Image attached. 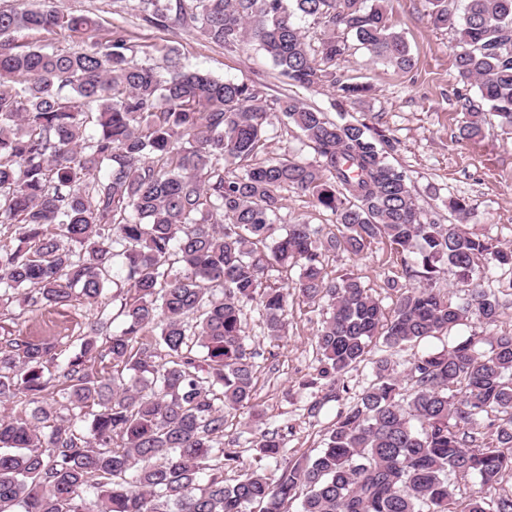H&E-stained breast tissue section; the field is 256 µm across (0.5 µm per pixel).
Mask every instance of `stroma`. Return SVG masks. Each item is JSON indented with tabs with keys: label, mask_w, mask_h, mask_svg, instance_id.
<instances>
[{
	"label": "stroma",
	"mask_w": 512,
	"mask_h": 512,
	"mask_svg": "<svg viewBox=\"0 0 512 512\" xmlns=\"http://www.w3.org/2000/svg\"><path fill=\"white\" fill-rule=\"evenodd\" d=\"M64 8L88 14L97 22L94 38L105 42L112 24L124 25L131 33L139 59L162 67L167 51H175L183 61L224 80L259 79L268 99L289 94L305 105L327 112L339 122L355 119L386 131L396 146L392 164L403 168L421 207L447 223L448 196L464 197L476 206L465 226L471 232L512 246V137L502 133L494 117H487L482 138L459 139L464 113L458 95L478 99L476 85L459 81L453 60V35L434 29L426 15L425 0H390L389 17L394 28L408 41L413 55L410 69L399 70L373 60L358 44H351L344 61L336 66L342 81L372 86L369 97L338 110L333 106L335 91L327 85L304 88L288 84L269 57L257 46L243 44L228 50L208 42L193 26L164 30L147 26L127 14L124 0H62ZM412 254L396 253L387 240L371 245L363 256L339 251L326 253L324 266L329 277L344 273L359 276L385 309H393L396 293L387 286L391 277H403ZM493 324L464 321L450 336L407 345L394 352L399 366L422 352L450 347L454 339L480 336L486 339L512 335V295ZM119 301L104 292L98 302L77 300L70 305L28 307L19 303L0 308V341L17 333L43 338L71 350L94 322L100 310L117 312ZM323 311L293 298L288 308V332L280 339L266 336L255 306L243 314L245 343L255 362L254 392L247 407L226 418L224 445L237 449L235 467L225 469L224 480L231 483L239 475L260 469L276 476L275 460L260 458L249 441L264 430L283 435L290 460L313 455L324 446L327 432L337 415L353 405L371 378L372 363L381 351L371 347L365 361L342 376L335 400L322 402L320 389L308 387L319 365L315 334Z\"/></svg>",
	"instance_id": "stroma-1"
}]
</instances>
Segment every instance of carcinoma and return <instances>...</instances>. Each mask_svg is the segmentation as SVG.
<instances>
[{
  "instance_id": "carcinoma-1",
  "label": "carcinoma",
  "mask_w": 512,
  "mask_h": 512,
  "mask_svg": "<svg viewBox=\"0 0 512 512\" xmlns=\"http://www.w3.org/2000/svg\"><path fill=\"white\" fill-rule=\"evenodd\" d=\"M385 0H128L162 28L190 24L211 43H254L294 85L329 82L342 102L372 87L336 82L343 29L372 57L400 70L411 49ZM430 23L455 40L454 65L475 82L500 129L512 134V0H429ZM328 34L314 49L296 16ZM96 21L56 0L0 6V224L16 245L0 249V306L96 302L122 267L116 315L99 319L63 363L55 343L16 335L0 345V512H512V335L477 348L474 336L415 357L402 393L392 361L373 362L357 402L332 424L324 448L287 462L275 482L258 470L224 483L239 460L224 447L225 412L249 404L253 356L242 315L256 304L269 336L286 331L288 301L325 300L315 336L317 376L336 384L368 348L398 349L443 335L468 318L490 324L502 307L484 286L512 268V249L463 227L474 214L448 198L455 221L424 216L406 171L388 161L392 140L364 122L340 123L285 95L268 103L253 81L215 78L169 59H136L126 28L102 47L17 49L21 30L85 34ZM459 137L482 134L485 113L460 99ZM277 119L297 128L318 157L265 155ZM96 133L86 134L88 124ZM107 169L103 176L101 169ZM312 199L341 236L290 222L282 195ZM385 239L415 254L411 285L393 315L360 277L329 278V250L362 255ZM299 267L295 281L269 272ZM467 287L460 305L435 288L446 269ZM121 330L107 333L111 320ZM112 359V376L96 361ZM57 390L59 406L44 405ZM29 407L23 417L8 410ZM285 456L283 436L250 441ZM479 489L465 494L468 478Z\"/></svg>"
}]
</instances>
